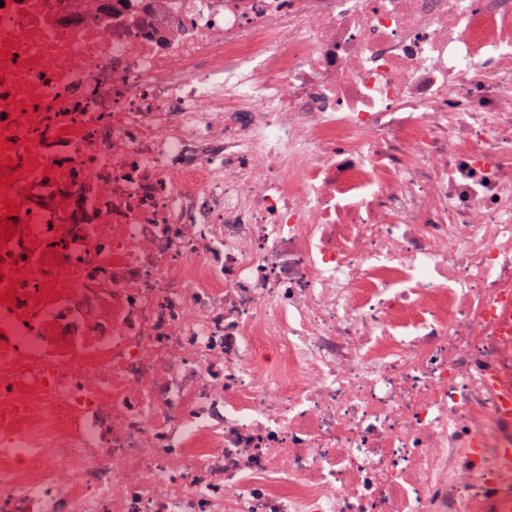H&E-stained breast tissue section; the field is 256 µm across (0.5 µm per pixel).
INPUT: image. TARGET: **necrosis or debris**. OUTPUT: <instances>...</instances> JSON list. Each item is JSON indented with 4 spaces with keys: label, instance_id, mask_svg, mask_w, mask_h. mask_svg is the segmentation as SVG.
Here are the masks:
<instances>
[{
    "label": "necrosis or debris",
    "instance_id": "necrosis-or-debris-1",
    "mask_svg": "<svg viewBox=\"0 0 512 512\" xmlns=\"http://www.w3.org/2000/svg\"><path fill=\"white\" fill-rule=\"evenodd\" d=\"M0 224V512H512V0H0Z\"/></svg>",
    "mask_w": 512,
    "mask_h": 512
}]
</instances>
